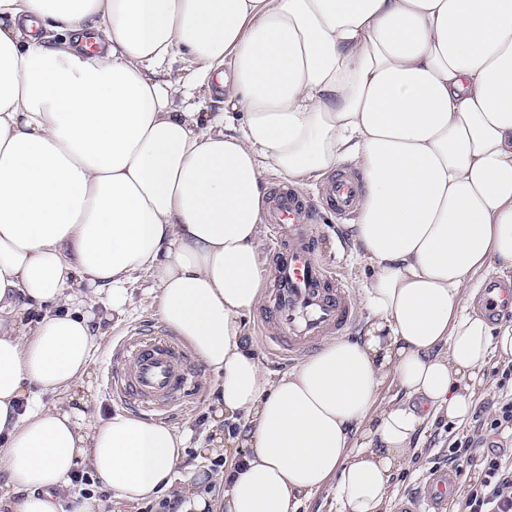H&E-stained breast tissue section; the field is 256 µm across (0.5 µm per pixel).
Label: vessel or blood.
Here are the masks:
<instances>
[{
  "instance_id": "b4317fda",
  "label": "vessel or blood",
  "mask_w": 512,
  "mask_h": 512,
  "mask_svg": "<svg viewBox=\"0 0 512 512\" xmlns=\"http://www.w3.org/2000/svg\"><path fill=\"white\" fill-rule=\"evenodd\" d=\"M363 192L360 179L342 171L319 188L337 218L351 216ZM314 203L296 188H275L264 215L271 247V288L260 328L272 359L296 363L317 346L347 335L357 322V301L348 273L318 254L320 232ZM487 313L512 307V284L491 283L482 299ZM187 349L150 329L127 336L112 352L106 389L117 402L147 420L169 418L195 391ZM459 486L455 471L440 470L398 499L395 512H448Z\"/></svg>"
}]
</instances>
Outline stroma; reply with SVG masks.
<instances>
[{"label": "stroma", "instance_id": "stroma-1", "mask_svg": "<svg viewBox=\"0 0 512 512\" xmlns=\"http://www.w3.org/2000/svg\"><path fill=\"white\" fill-rule=\"evenodd\" d=\"M318 224H321L324 239L320 245V254L329 264L347 268L350 283L355 291H362L369 274V268L362 257L361 250L352 237L348 223L338 219L327 209H319ZM93 314L99 316L100 347L95 351L92 362V390L90 402L84 405V412L91 417L107 416L120 410V403L114 401L107 393L105 373L109 355L114 345L132 329L144 322L158 319V295L148 278H140L132 287V302L124 315L104 319L102 305L92 308ZM505 361L490 359L484 369V385L478 389L472 402L476 410L464 425L458 426L447 419H437L425 430L420 445L409 462L393 476L387 491L389 502L418 486L433 471L447 467L448 450L460 441H471L477 459L465 465L460 473L459 488L467 490L470 484L481 477L479 457L490 452L504 456L512 455V432L489 433L484 424L483 414L493 412L497 402L512 396V381L502 382L501 374ZM215 382L213 374L206 367L198 369V390L184 403L175 408L167 424L187 438L185 457L177 468L175 485L181 489H195L194 474L197 470L210 468L214 456L206 452L204 443L211 441L213 433L209 428L216 411L212 403L211 388Z\"/></svg>", "mask_w": 512, "mask_h": 512}]
</instances>
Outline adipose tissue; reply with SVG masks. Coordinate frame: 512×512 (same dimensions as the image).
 I'll list each match as a JSON object with an SVG mask.
<instances>
[{
  "instance_id": "adipose-tissue-1",
  "label": "adipose tissue",
  "mask_w": 512,
  "mask_h": 512,
  "mask_svg": "<svg viewBox=\"0 0 512 512\" xmlns=\"http://www.w3.org/2000/svg\"><path fill=\"white\" fill-rule=\"evenodd\" d=\"M176 61L225 111L176 106ZM349 162L368 327L270 381L242 322L266 175ZM490 269L512 271V0H0V512H63L84 464L127 502L172 488L176 429L64 401L99 344L87 300L124 314L142 275L249 423L224 512L328 485L336 512H386L415 437L512 359V322L473 307Z\"/></svg>"
}]
</instances>
